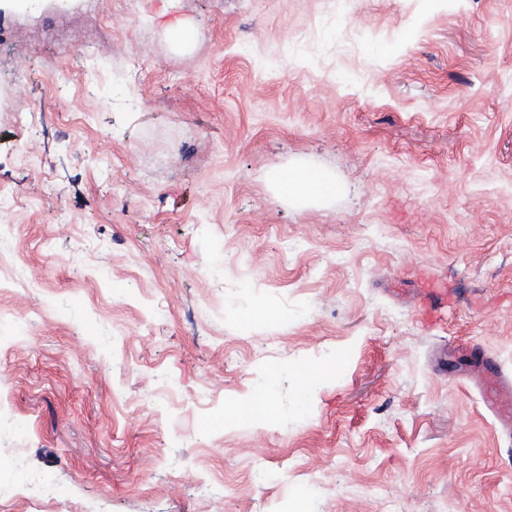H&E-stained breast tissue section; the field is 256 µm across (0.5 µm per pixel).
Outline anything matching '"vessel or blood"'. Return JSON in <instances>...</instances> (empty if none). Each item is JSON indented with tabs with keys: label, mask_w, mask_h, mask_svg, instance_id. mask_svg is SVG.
<instances>
[{
	"label": "vessel or blood",
	"mask_w": 512,
	"mask_h": 512,
	"mask_svg": "<svg viewBox=\"0 0 512 512\" xmlns=\"http://www.w3.org/2000/svg\"><path fill=\"white\" fill-rule=\"evenodd\" d=\"M466 356L486 408L512 440V385H506L500 364L487 357L480 346L469 347Z\"/></svg>",
	"instance_id": "b4317fda"
}]
</instances>
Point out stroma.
I'll use <instances>...</instances> for the list:
<instances>
[{
  "instance_id": "1",
  "label": "stroma",
  "mask_w": 512,
  "mask_h": 512,
  "mask_svg": "<svg viewBox=\"0 0 512 512\" xmlns=\"http://www.w3.org/2000/svg\"><path fill=\"white\" fill-rule=\"evenodd\" d=\"M0 191V512H512V0L1 9ZM277 183L285 194L296 198L300 195L320 197L335 188L327 177L306 172L288 174L284 179L282 175H278ZM469 360L471 378L480 388L486 408L497 419L512 444V383H505L500 364L487 357L483 348L473 345L464 355Z\"/></svg>"
}]
</instances>
